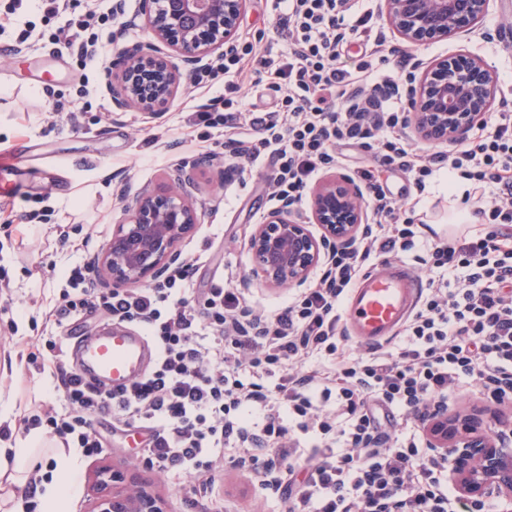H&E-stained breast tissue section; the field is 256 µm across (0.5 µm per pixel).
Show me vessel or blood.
I'll return each mask as SVG.
<instances>
[{
	"mask_svg": "<svg viewBox=\"0 0 512 512\" xmlns=\"http://www.w3.org/2000/svg\"><path fill=\"white\" fill-rule=\"evenodd\" d=\"M422 288L415 269L402 261L364 274L344 307L347 334L369 344L390 339L411 314ZM69 354L86 381L112 389L143 377L157 357L145 336L109 324L93 334L73 337Z\"/></svg>",
	"mask_w": 512,
	"mask_h": 512,
	"instance_id": "vessel-or-blood-1",
	"label": "vessel or blood"
}]
</instances>
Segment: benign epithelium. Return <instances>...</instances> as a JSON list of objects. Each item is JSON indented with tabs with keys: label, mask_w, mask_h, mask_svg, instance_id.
Instances as JSON below:
<instances>
[{
	"label": "benign epithelium",
	"mask_w": 512,
	"mask_h": 512,
	"mask_svg": "<svg viewBox=\"0 0 512 512\" xmlns=\"http://www.w3.org/2000/svg\"><path fill=\"white\" fill-rule=\"evenodd\" d=\"M246 0H140L149 39L125 47L112 60L106 88L117 110L135 107L158 115L176 98L183 74L205 56L232 46ZM490 0H379L378 9L399 37L426 44L478 30ZM422 79L409 89L414 112L411 132L430 143H454L482 122L493 105L494 77L470 53L422 62ZM379 95L362 89L353 99L364 112H377ZM196 165L182 163L160 192L125 200L122 220L98 250L92 267L112 290L148 284L184 263L179 244L198 223L191 201ZM313 233L285 205L257 225L248 241L254 273L277 285L302 286L336 249L358 239L369 223L360 189L349 177L323 181L310 194ZM427 447L448 455V475L460 496L477 503L488 496L512 512V419L488 434L479 415L448 413L432 406L421 416ZM124 477L107 468L96 474L98 494L91 512H167L150 491H120Z\"/></svg>",
	"instance_id": "7a95c632"
}]
</instances>
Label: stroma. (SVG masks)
<instances>
[{"mask_svg": "<svg viewBox=\"0 0 512 512\" xmlns=\"http://www.w3.org/2000/svg\"><path fill=\"white\" fill-rule=\"evenodd\" d=\"M120 11H113V4ZM140 0H70L55 15H45L42 0H0V155L21 147L13 167L0 168V413L11 425L0 448H15L28 435L24 416L35 410L62 411L59 378L69 370L65 350L70 336L109 323L104 308L89 316L62 321L51 315L70 270L88 264L112 236L121 200L163 188L174 164L199 163L194 198L199 223L181 245L189 265L186 296L200 306L204 289L224 286L243 292L257 312L273 313L298 295L289 286H270L253 275L247 244L257 224L275 212L268 178L271 163L246 171L232 169L224 148L223 127L196 123L197 106L224 91L210 80L206 56L196 73L183 80L167 112L153 118L138 110L115 111L96 60L80 46L54 48L53 39L75 31L80 21L97 16L94 31L107 56L148 37L139 13ZM512 0H491L482 21L483 35L461 36L411 46L414 60L434 61L459 51L481 59L496 76L495 108L512 106ZM239 33L260 34L267 45L284 43L266 0H246ZM442 173H435L424 192L399 174L387 185L405 209L423 223L453 216ZM70 228L69 243H59L56 229ZM55 337L48 350L45 337ZM37 363H30V356ZM449 410L482 414L489 430L512 407L459 382L448 395ZM112 416L94 424L107 451L83 458L80 489L71 512H89L96 493L95 470L108 466L124 472L131 486L162 497L167 512H184L193 494L178 475L164 476L142 459L146 437L139 426L112 430ZM217 489L223 512H286L285 499L266 487L253 470L221 463Z\"/></svg>", "mask_w": 512, "mask_h": 512, "instance_id": "stroma-1", "label": "stroma"}]
</instances>
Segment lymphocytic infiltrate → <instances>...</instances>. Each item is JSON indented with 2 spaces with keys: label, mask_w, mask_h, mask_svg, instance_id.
Listing matches in <instances>:
<instances>
[{
  "label": "lymphocytic infiltrate",
  "mask_w": 512,
  "mask_h": 512,
  "mask_svg": "<svg viewBox=\"0 0 512 512\" xmlns=\"http://www.w3.org/2000/svg\"><path fill=\"white\" fill-rule=\"evenodd\" d=\"M288 42L273 56L260 39L242 40L211 66L224 92L197 112L198 123L223 126L237 166L271 159V196L302 203L310 180L326 165L343 163L344 149L370 153L357 168L362 199L377 234L337 252L327 273L273 315H251L234 289H210L202 309L184 296L187 275L178 271L152 288L96 295L82 268L68 275L70 289L58 319L104 307L113 322L137 323L158 350L153 369L112 391L61 378L66 409L36 412L26 428L47 427L65 447L93 458L104 442L92 417L145 422L143 460L166 473L183 472L200 496L214 494L225 449L263 465L268 486L288 512H448V459L423 449L419 434L394 436L400 409L421 412L447 396L459 381L490 394L512 385V110L496 112L485 135L454 148L422 154L406 138L412 108L392 76L383 74L386 42L372 11L354 0H272ZM365 46L353 65L343 61L347 42ZM269 83L273 110L244 115L239 108L243 74ZM388 94L380 112L367 116L351 88ZM486 196L474 211L481 228L462 237L418 243L414 218L401 217L385 176L405 174L424 191L435 167ZM421 247L428 265H462L471 275L448 291L430 282L401 330L396 350L350 356L340 325V303L376 255ZM275 377L265 387L263 377ZM320 441L300 469L279 470L276 459L298 456L286 419Z\"/></svg>",
  "instance_id": "obj_1"
}]
</instances>
